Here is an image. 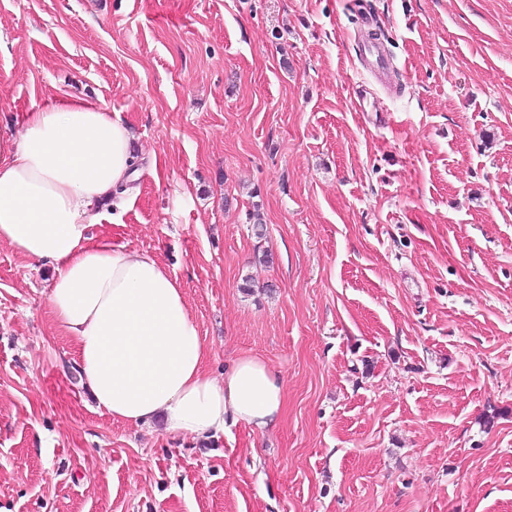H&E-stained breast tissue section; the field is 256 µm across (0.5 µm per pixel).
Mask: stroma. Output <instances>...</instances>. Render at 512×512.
Wrapping results in <instances>:
<instances>
[{"label": "stroma", "mask_w": 512, "mask_h": 512, "mask_svg": "<svg viewBox=\"0 0 512 512\" xmlns=\"http://www.w3.org/2000/svg\"><path fill=\"white\" fill-rule=\"evenodd\" d=\"M60 98L135 135L91 235L285 403L206 441L112 420L51 266L0 243V512H512V0H0V132ZM360 51L370 71L378 78H384L388 73L389 63L381 43L375 38L366 39Z\"/></svg>", "instance_id": "obj_1"}]
</instances>
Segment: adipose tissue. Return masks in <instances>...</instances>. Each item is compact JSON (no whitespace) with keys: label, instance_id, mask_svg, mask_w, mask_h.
<instances>
[{"label":"adipose tissue","instance_id":"ef3b65f1","mask_svg":"<svg viewBox=\"0 0 512 512\" xmlns=\"http://www.w3.org/2000/svg\"><path fill=\"white\" fill-rule=\"evenodd\" d=\"M133 162L130 127L104 105L76 98L25 113L18 136L0 135V243L52 266L47 305L99 411L191 438L230 419L273 427L278 374L246 356L210 377L179 281L153 254L89 236L91 212L131 181Z\"/></svg>","mask_w":512,"mask_h":512}]
</instances>
